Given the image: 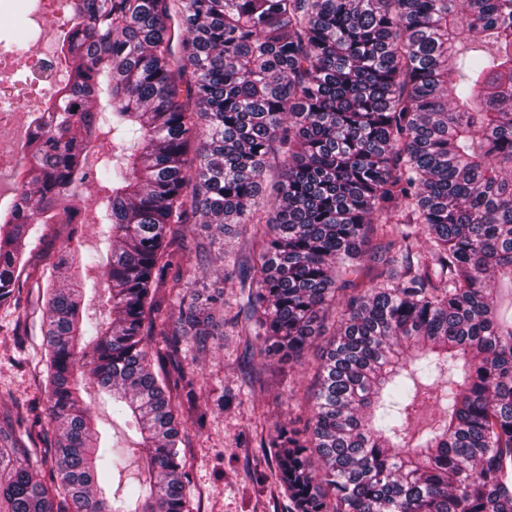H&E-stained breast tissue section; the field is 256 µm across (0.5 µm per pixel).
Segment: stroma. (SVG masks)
Masks as SVG:
<instances>
[{"label": "stroma", "mask_w": 512, "mask_h": 512, "mask_svg": "<svg viewBox=\"0 0 512 512\" xmlns=\"http://www.w3.org/2000/svg\"><path fill=\"white\" fill-rule=\"evenodd\" d=\"M15 316L0 308V410L14 402L44 400L35 386L41 369L43 351L42 319L31 313L23 335L13 333ZM242 337L225 329L223 340L209 344L201 359L205 383L197 393L198 409L208 410L205 426L188 424L191 445L185 455L191 482L187 488L192 512H290L291 505L282 489L274 484L270 470L273 460L260 446L262 435L272 434L276 424L288 417L306 420L307 408L289 409L280 384L288 379L298 392L315 386V369L320 348L312 346L300 364L288 376L269 368L262 357L240 359ZM253 379V399L232 404L224 410L213 408V400L222 390ZM264 413L262 423L250 417L252 406Z\"/></svg>", "instance_id": "1"}]
</instances>
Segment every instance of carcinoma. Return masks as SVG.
Wrapping results in <instances>:
<instances>
[{
	"label": "carcinoma",
	"mask_w": 512,
	"mask_h": 512,
	"mask_svg": "<svg viewBox=\"0 0 512 512\" xmlns=\"http://www.w3.org/2000/svg\"><path fill=\"white\" fill-rule=\"evenodd\" d=\"M58 55L24 212H0V307L38 289L50 427L0 412V512H190L197 353L228 325L295 363L328 320L307 426L260 442L296 512H512V0H73ZM90 177L106 252L70 234L29 266ZM191 223L237 272L227 318L178 260Z\"/></svg>",
	"instance_id": "carcinoma-1"
}]
</instances>
